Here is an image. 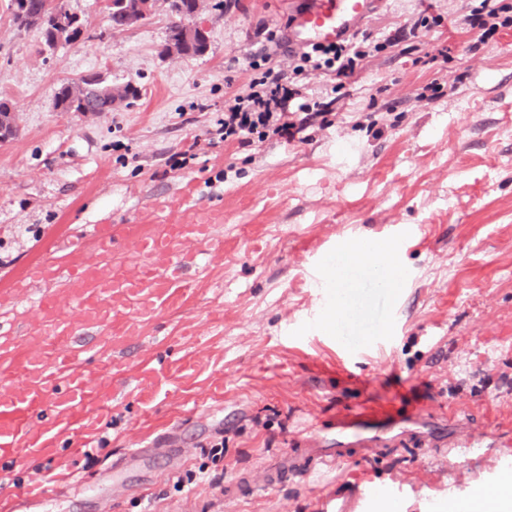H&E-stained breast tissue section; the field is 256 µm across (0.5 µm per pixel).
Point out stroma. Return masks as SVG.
Instances as JSON below:
<instances>
[{"label":"stroma","mask_w":512,"mask_h":512,"mask_svg":"<svg viewBox=\"0 0 512 512\" xmlns=\"http://www.w3.org/2000/svg\"><path fill=\"white\" fill-rule=\"evenodd\" d=\"M59 2L82 33L50 50L0 0V98L17 127L0 143V335L15 351L0 385L24 384L15 363L33 347L42 291L8 292L31 266L62 246L96 252L97 225L151 234L213 213L224 222L194 246L172 300L132 312L135 335L108 325L72 339L76 372L98 389L85 425L58 436L54 457L0 459V512L36 482L43 495L25 512H320L354 488L367 512L390 497L398 512H448L512 479V27L482 44L458 23L480 0H385L355 25L374 50L337 93L331 126L290 145L213 146L225 100L248 92L253 54L285 29L292 0H206L190 19L207 38L198 56L162 54L169 0L121 32L102 0ZM435 15L443 26L421 27ZM442 46L447 61H430ZM92 72L139 98L60 111V82ZM191 145L196 158L170 169ZM391 228L413 240L386 292L319 278L344 243ZM384 297L400 308L388 339L356 354L337 346V311L363 318ZM411 399L439 415L434 444L255 487L337 413ZM451 416L479 446L454 469ZM162 432L170 451L113 469ZM59 472L68 481L51 483Z\"/></svg>","instance_id":"stroma-1"}]
</instances>
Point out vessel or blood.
Wrapping results in <instances>:
<instances>
[{
	"instance_id": "b4317fda",
	"label": "vessel or blood",
	"mask_w": 512,
	"mask_h": 512,
	"mask_svg": "<svg viewBox=\"0 0 512 512\" xmlns=\"http://www.w3.org/2000/svg\"><path fill=\"white\" fill-rule=\"evenodd\" d=\"M372 0H302L297 10V25L291 40L300 45L327 43L347 36L352 23L366 17ZM211 225L167 224L160 233L140 239L145 263L139 273L128 275L111 269L105 259L112 250V234L96 228L99 251L93 255L76 250L56 262L32 266L26 276L15 282L14 293L30 291L39 284L64 280L70 304L84 314L83 326L91 327L112 319L124 321L127 334H134L136 324L128 317L129 309L154 310L171 295V286L178 281L182 265L193 262L188 244L210 239ZM60 305L54 295L43 296L40 309L43 325L51 336H65L71 323L57 321ZM27 382L23 388L0 389V458H12L25 452L44 457L55 456L53 440L57 434L71 429L80 410L94 388L72 370L68 354L52 360L33 354L23 363ZM52 403L57 413L53 427L37 428L31 415L44 403ZM426 418L418 411L407 415H372L359 409L337 418L330 428L332 448H307L301 455L282 458L275 467L266 468V475L276 472L307 473L335 466L351 454L364 455L386 441L405 443L407 426H421Z\"/></svg>"
}]
</instances>
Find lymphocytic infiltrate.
Instances as JSON below:
<instances>
[{
    "label": "lymphocytic infiltrate",
    "instance_id": "lymphocytic-infiltrate-1",
    "mask_svg": "<svg viewBox=\"0 0 512 512\" xmlns=\"http://www.w3.org/2000/svg\"><path fill=\"white\" fill-rule=\"evenodd\" d=\"M299 60L292 72L267 70L252 80L246 95L225 100L224 115L216 122L219 140L249 145L276 138L298 142L312 125L327 126L332 103L309 95V83L325 77L334 88L355 78L366 52L361 42L342 38L329 44L308 46L297 51Z\"/></svg>",
    "mask_w": 512,
    "mask_h": 512
}]
</instances>
